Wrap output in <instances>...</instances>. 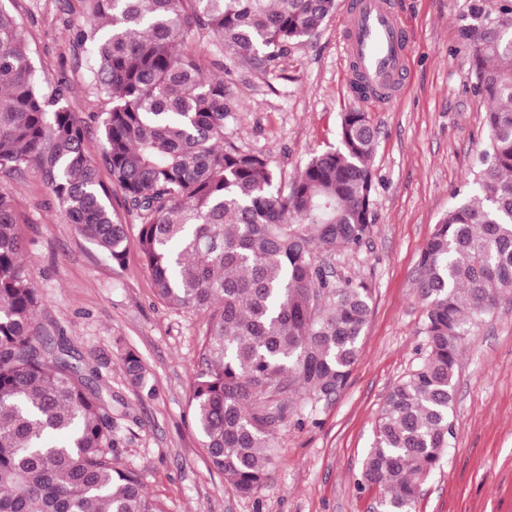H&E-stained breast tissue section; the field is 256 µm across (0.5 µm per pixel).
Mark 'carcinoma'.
<instances>
[{
    "instance_id": "obj_1",
    "label": "carcinoma",
    "mask_w": 512,
    "mask_h": 512,
    "mask_svg": "<svg viewBox=\"0 0 512 512\" xmlns=\"http://www.w3.org/2000/svg\"><path fill=\"white\" fill-rule=\"evenodd\" d=\"M72 46L89 60L101 152L85 154L67 86L47 92L12 12L0 3V174L35 169L67 222L115 267L136 214V248L170 308L208 313L192 421L211 468L243 497L266 483L273 428L338 394L356 363L372 289L336 278L323 257L353 253L370 232L376 131L344 112L339 146L315 153L289 190L267 158L226 139L235 112L224 54L272 74L311 38L336 0H82ZM461 26L476 90L492 103L471 190L423 246L427 304L419 364L395 383L377 420L360 486L382 512H415L420 480L441 463L465 336L512 298V0H474ZM210 37V57L193 47ZM107 171L110 183L101 179ZM27 242L0 193V512H166L114 455L112 403L71 362L63 341L34 335L40 296L25 274ZM147 390L145 365L122 353Z\"/></svg>"
}]
</instances>
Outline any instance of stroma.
<instances>
[{
    "instance_id": "1",
    "label": "stroma",
    "mask_w": 512,
    "mask_h": 512,
    "mask_svg": "<svg viewBox=\"0 0 512 512\" xmlns=\"http://www.w3.org/2000/svg\"><path fill=\"white\" fill-rule=\"evenodd\" d=\"M348 0L310 40L289 45L275 75L243 61L224 82L236 103L226 130L241 150L267 156L290 185L312 152L337 148L341 115L366 112L377 131L370 232L337 256L338 275L373 290L360 355L344 389L320 401L312 419L275 430L269 479L242 497L210 468L191 421L192 383L202 363L206 317L177 312L154 293L137 249L118 268L68 224L38 174L0 177L20 231L32 246L27 278L41 296L34 327L62 340L81 368L97 371L117 409L118 462L136 470L166 512H377L380 494L359 487L375 422L390 388L419 362L427 308L418 260L439 219L468 192L487 140V100L477 96L460 17L470 0H391L407 33L404 88L378 106L352 89L343 29ZM39 74L67 79L68 105L100 150L86 60L68 40L83 23L80 0H11ZM137 353L154 396L133 387L121 353ZM447 455L421 479L416 512H512V301L499 304L463 342Z\"/></svg>"
}]
</instances>
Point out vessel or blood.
<instances>
[{
	"instance_id": "1",
	"label": "vessel or blood",
	"mask_w": 512,
	"mask_h": 512,
	"mask_svg": "<svg viewBox=\"0 0 512 512\" xmlns=\"http://www.w3.org/2000/svg\"><path fill=\"white\" fill-rule=\"evenodd\" d=\"M406 30L387 0H352L344 23L346 54L372 86L389 89L404 78Z\"/></svg>"
}]
</instances>
